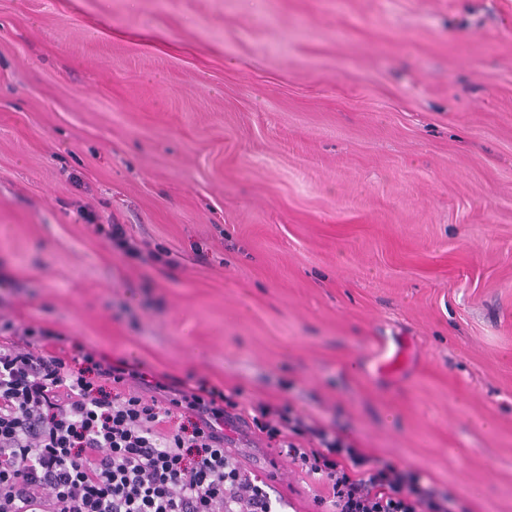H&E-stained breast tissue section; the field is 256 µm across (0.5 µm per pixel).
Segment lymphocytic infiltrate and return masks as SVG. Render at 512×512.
Wrapping results in <instances>:
<instances>
[{"mask_svg":"<svg viewBox=\"0 0 512 512\" xmlns=\"http://www.w3.org/2000/svg\"><path fill=\"white\" fill-rule=\"evenodd\" d=\"M112 249L164 263L123 224ZM247 430L288 455L335 512H459L424 471L375 455L287 404L172 381L48 325L0 323V512H277L268 483L226 452Z\"/></svg>","mask_w":512,"mask_h":512,"instance_id":"obj_1","label":"lymphocytic infiltrate"}]
</instances>
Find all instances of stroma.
Segmentation results:
<instances>
[{"label":"stroma","mask_w":512,"mask_h":512,"mask_svg":"<svg viewBox=\"0 0 512 512\" xmlns=\"http://www.w3.org/2000/svg\"><path fill=\"white\" fill-rule=\"evenodd\" d=\"M0 275V322L277 398L512 512V0H0ZM227 452L325 512L263 437ZM92 226L94 232L103 234L110 243L113 250H117L122 254L141 260H150L156 263L165 264L167 260L164 258L163 252L158 249H151L148 245L141 246L129 234L124 224H88ZM375 359L378 368L388 373L405 370L409 362L408 353L400 342L395 343L393 347H389L386 342L381 343Z\"/></svg>","instance_id":"35a3bbf8"}]
</instances>
